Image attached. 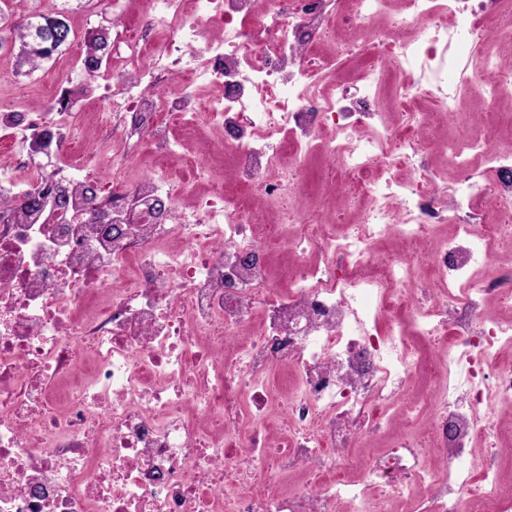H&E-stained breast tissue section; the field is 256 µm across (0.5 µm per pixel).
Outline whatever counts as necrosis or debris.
<instances>
[{
	"mask_svg": "<svg viewBox=\"0 0 512 512\" xmlns=\"http://www.w3.org/2000/svg\"><path fill=\"white\" fill-rule=\"evenodd\" d=\"M496 41L512 0H140L95 153L1 112L0 512H512V114L441 128Z\"/></svg>",
	"mask_w": 512,
	"mask_h": 512,
	"instance_id": "1",
	"label": "necrosis or debris"
}]
</instances>
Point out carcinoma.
<instances>
[{
    "instance_id": "cac0c4a2",
    "label": "carcinoma",
    "mask_w": 512,
    "mask_h": 512,
    "mask_svg": "<svg viewBox=\"0 0 512 512\" xmlns=\"http://www.w3.org/2000/svg\"><path fill=\"white\" fill-rule=\"evenodd\" d=\"M58 28L66 33V37L58 36ZM73 38L74 32L64 12H28L10 29V35H0V50L8 43L18 46V63L22 67H28L27 73L31 74L40 68L44 61L69 47ZM110 53L108 32L97 31L89 36L83 51V68L86 76L91 79L98 77L102 64L109 58Z\"/></svg>"
}]
</instances>
